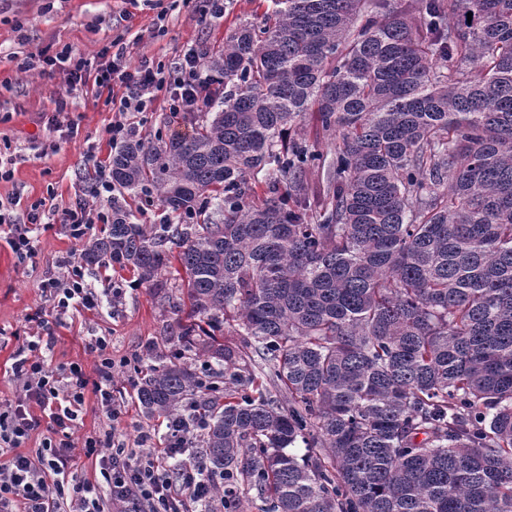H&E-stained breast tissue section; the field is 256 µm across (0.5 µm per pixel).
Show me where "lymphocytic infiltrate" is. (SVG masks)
Returning a JSON list of instances; mask_svg holds the SVG:
<instances>
[{"label":"lymphocytic infiltrate","mask_w":512,"mask_h":512,"mask_svg":"<svg viewBox=\"0 0 512 512\" xmlns=\"http://www.w3.org/2000/svg\"><path fill=\"white\" fill-rule=\"evenodd\" d=\"M114 52L108 60L94 66L83 58L62 52L48 55L39 52L44 74L61 76L58 109H65V97L77 87L92 85L96 93L111 91L113 85L124 89L115 107L118 112H144L156 99H164L170 111L198 112L207 101L201 84L203 53L186 49L178 59L165 66L144 60L138 66L126 63L128 45L123 39L113 42ZM86 161L93 168L90 201L58 210L56 223L62 224L73 239H83L93 224L109 223L111 215L95 206L94 201L111 192L112 180L94 153ZM44 216L42 203L26 208V221L7 223V243L22 260L35 253L31 228ZM64 276L48 275L42 291L54 299L60 312L71 308L96 310L103 299L84 280L75 256L61 263ZM42 336L23 341L14 356L11 371L19 384L15 400L0 410V512H108L118 503H128L132 512H223L222 505L201 503L200 489L206 481L197 464L171 463L169 449L140 456L111 430L86 437L82 447L86 456L95 458L99 476L94 481H79L71 472L73 435L85 403L86 391H93L107 418L120 415L112 402V359L106 353V338L95 340L100 356L94 377H87L79 364L59 371L48 370L42 359ZM47 435L38 447L24 443L39 427Z\"/></svg>","instance_id":"lymphocytic-infiltrate-1"}]
</instances>
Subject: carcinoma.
I'll use <instances>...</instances> for the list:
<instances>
[{
    "instance_id": "obj_1",
    "label": "carcinoma",
    "mask_w": 512,
    "mask_h": 512,
    "mask_svg": "<svg viewBox=\"0 0 512 512\" xmlns=\"http://www.w3.org/2000/svg\"><path fill=\"white\" fill-rule=\"evenodd\" d=\"M271 2L204 53L210 117L112 151L164 216L112 202L81 260L186 275L142 412L204 421L224 512H512V0ZM306 123L304 138L307 144L324 155L328 154V159L334 158L333 152L329 151L333 136L329 132L323 131L314 117L309 116Z\"/></svg>"
}]
</instances>
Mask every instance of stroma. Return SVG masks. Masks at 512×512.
<instances>
[{"label": "stroma", "instance_id": "obj_1", "mask_svg": "<svg viewBox=\"0 0 512 512\" xmlns=\"http://www.w3.org/2000/svg\"><path fill=\"white\" fill-rule=\"evenodd\" d=\"M222 18H202L198 0H161L167 11L165 36L152 32L157 11L144 0H0V151L12 156L13 175L0 180V201L16 199L10 214L24 220L26 206L44 201L47 208H64L87 199L91 184L85 166L87 150L109 161L112 145L107 130L112 122L130 123L136 136L179 135L191 127L173 117L163 101L149 112L120 114L91 88L80 87L67 98V109L56 113L57 82L43 74L41 66L26 71L17 64L41 50H63L99 64L100 54L113 39L129 40L126 62L138 65L148 58L170 63L185 46L213 50L223 45L239 24L259 22L268 0H224ZM76 122L78 133L67 137L65 126ZM36 255L19 263L0 238V405L13 401L18 383L11 372L12 357L27 334L37 326L29 316L42 310L45 325L54 337L47 355L49 369L71 363L94 375L97 354L89 346L92 337L110 340L114 362L112 399L123 414L109 420L94 394H87L83 420L75 441L106 428H114L129 446H136L140 432L155 434L154 447H162L165 429L159 419L145 416L134 401V369L159 364L169 350L165 341L168 324L175 319L173 305L181 296L176 273L163 275V289L140 283L132 272L116 266L85 270L84 278L98 293L121 289L119 298L101 313L71 310L58 316L51 298L41 290L47 275L59 273V261L81 252L82 242L69 237L61 225L38 229Z\"/></svg>", "mask_w": 512, "mask_h": 512}]
</instances>
